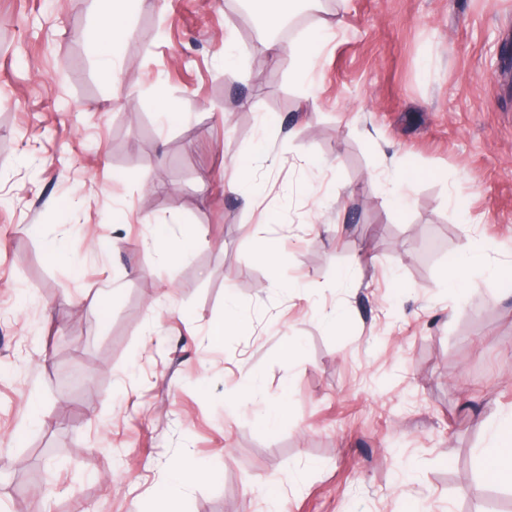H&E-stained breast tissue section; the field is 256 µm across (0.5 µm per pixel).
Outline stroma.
<instances>
[{
  "instance_id": "35a3bbf8",
  "label": "stroma",
  "mask_w": 512,
  "mask_h": 512,
  "mask_svg": "<svg viewBox=\"0 0 512 512\" xmlns=\"http://www.w3.org/2000/svg\"><path fill=\"white\" fill-rule=\"evenodd\" d=\"M234 11L138 0L111 70L85 39L100 0H0V512H160L187 455L207 475L183 512L512 492L476 465L512 416V0H317L293 34L327 35L310 86ZM268 144L251 210L224 179ZM476 245L500 276L450 291ZM229 302L243 324L207 345Z\"/></svg>"
}]
</instances>
